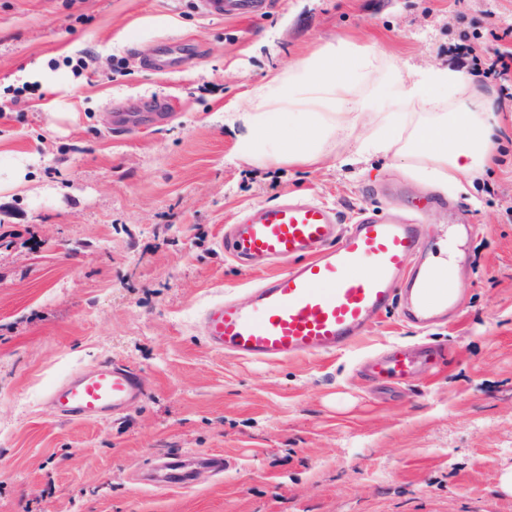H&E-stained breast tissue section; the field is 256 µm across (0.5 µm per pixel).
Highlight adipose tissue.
<instances>
[{
    "instance_id": "ef3b65f1",
    "label": "adipose tissue",
    "mask_w": 512,
    "mask_h": 512,
    "mask_svg": "<svg viewBox=\"0 0 512 512\" xmlns=\"http://www.w3.org/2000/svg\"><path fill=\"white\" fill-rule=\"evenodd\" d=\"M493 111L492 95L455 69L405 70L340 39L253 86L231 123L239 160L279 165L318 163L367 126L361 154L409 157L423 182L460 192L490 160Z\"/></svg>"
}]
</instances>
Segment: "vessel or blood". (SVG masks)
<instances>
[{"mask_svg": "<svg viewBox=\"0 0 512 512\" xmlns=\"http://www.w3.org/2000/svg\"><path fill=\"white\" fill-rule=\"evenodd\" d=\"M201 14L259 13L265 0H196ZM337 214L305 198L262 205L240 217L224 238V250L246 262L289 263L288 273L263 278L251 288V305L231 298L203 313L206 343L250 360L285 361L342 351L392 309L410 256L423 252L431 236L423 225L362 210L354 224L339 229ZM409 313L428 322L455 293V276L431 267L415 273ZM422 363L395 348L369 357L374 377L412 379ZM144 391L140 375L119 364L78 372L54 388L47 400L67 420L93 422L122 411Z\"/></svg>", "mask_w": 512, "mask_h": 512, "instance_id": "1", "label": "vessel or blood"}]
</instances>
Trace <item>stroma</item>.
<instances>
[{
	"instance_id": "obj_1",
	"label": "stroma",
	"mask_w": 512,
	"mask_h": 512,
	"mask_svg": "<svg viewBox=\"0 0 512 512\" xmlns=\"http://www.w3.org/2000/svg\"><path fill=\"white\" fill-rule=\"evenodd\" d=\"M346 37L495 90L454 49L512 48V0H269L257 18L0 0V512H512V108L496 112L493 165L457 195L404 158L341 165L364 127L312 166L234 154L225 111ZM164 48L177 69H145ZM287 194L346 221L423 204L432 252L455 258L456 310L422 331L395 308L348 351L306 359L206 345L205 309L249 306L262 276L225 255V225ZM419 343L436 365L410 382L358 369ZM108 362L141 375V399L61 419L49 391ZM166 458L189 462L190 486L143 481Z\"/></svg>"
}]
</instances>
